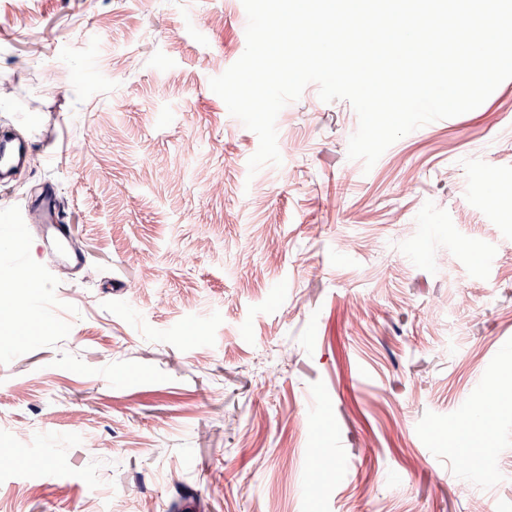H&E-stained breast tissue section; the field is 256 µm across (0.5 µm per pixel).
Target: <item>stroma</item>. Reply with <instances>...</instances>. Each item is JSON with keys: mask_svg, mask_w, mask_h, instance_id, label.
<instances>
[{"mask_svg": "<svg viewBox=\"0 0 512 512\" xmlns=\"http://www.w3.org/2000/svg\"><path fill=\"white\" fill-rule=\"evenodd\" d=\"M246 25L242 0H0V127L32 143L0 219L53 183L87 259L0 288L47 301L0 318V454L34 434L0 512H175L187 487L191 512H512V208L483 207L512 197V80L369 169L352 105L309 84L252 176L209 84ZM490 387L483 443L465 407ZM463 443L498 484L456 469ZM314 465L339 479L309 489Z\"/></svg>", "mask_w": 512, "mask_h": 512, "instance_id": "stroma-1", "label": "stroma"}]
</instances>
